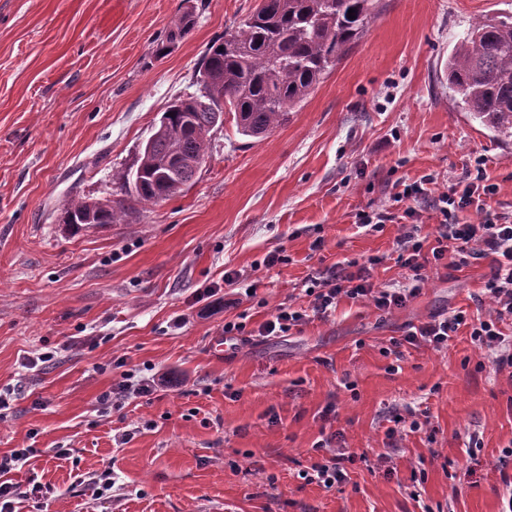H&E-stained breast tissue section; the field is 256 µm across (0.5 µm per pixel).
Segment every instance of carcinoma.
<instances>
[{
    "instance_id": "1",
    "label": "carcinoma",
    "mask_w": 512,
    "mask_h": 512,
    "mask_svg": "<svg viewBox=\"0 0 512 512\" xmlns=\"http://www.w3.org/2000/svg\"><path fill=\"white\" fill-rule=\"evenodd\" d=\"M374 11L375 0H258L235 29L209 45L199 93L168 106L126 176L125 194L151 205L179 194L204 162L209 132L226 105L240 134L266 138L361 37ZM448 82L460 93L463 111L496 137L511 139L512 21L475 22L448 59ZM131 213L124 199L96 206L74 198L62 221L85 230L122 224Z\"/></svg>"
}]
</instances>
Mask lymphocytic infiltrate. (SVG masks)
I'll list each match as a JSON object with an SVG mask.
<instances>
[{"mask_svg": "<svg viewBox=\"0 0 512 512\" xmlns=\"http://www.w3.org/2000/svg\"><path fill=\"white\" fill-rule=\"evenodd\" d=\"M433 176L405 185L398 192V199L414 201L425 199L438 218L433 237L420 235L418 225L411 224L396 240L393 253L395 262L413 273L411 284L401 288H384L373 281L371 269L359 266L350 271L348 262H338L310 277L305 295L307 308L279 307L277 312L258 326L256 336H286L293 329L306 323L310 317L327 318L335 310L340 298L370 301L376 310L391 313L404 308L421 290L422 269L434 267L470 266L478 260L491 259V270L485 289L492 303L485 318L469 321L464 311H457L443 319H431L420 325L410 326L403 337L412 346H425L434 350L447 347L461 326H469L470 338L479 348L487 350L495 369L512 368V336H505L500 325L512 320V220L502 223L485 221L479 224L460 223L458 212L484 210L486 197L496 192L495 185L486 181L484 173L464 175L451 191L434 192ZM164 376L158 374L135 375L126 370L112 389L103 393L99 401L121 409L130 398H146L161 389ZM30 449L15 448L0 456V512H8L11 500L44 496L41 484H20L10 478L12 470L28 460Z\"/></svg>", "mask_w": 512, "mask_h": 512, "instance_id": "1", "label": "lymphocytic infiltrate"}]
</instances>
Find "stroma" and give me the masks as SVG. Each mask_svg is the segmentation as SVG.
<instances>
[{
    "label": "stroma",
    "mask_w": 512,
    "mask_h": 512,
    "mask_svg": "<svg viewBox=\"0 0 512 512\" xmlns=\"http://www.w3.org/2000/svg\"><path fill=\"white\" fill-rule=\"evenodd\" d=\"M255 4L0 0V390L18 392L0 454L33 449L12 479L54 489L14 512H500L512 371L479 368L465 327L441 350L387 353L410 326L484 316L489 260L426 268L420 294L389 314L344 298L286 337L228 342L223 326L307 306L308 275L343 260L380 258L374 282L411 283L390 257L399 224L369 232L358 215H402L394 194L424 175L446 191L484 162L497 192L460 222L512 217V141L462 112L448 84L456 42L478 19L512 17V0H376L363 35L266 138L225 114L180 194L125 224L60 221L71 199L119 198L163 112L197 93L209 44ZM188 7L189 34L167 41ZM276 250L287 262L265 266ZM228 270L239 283L225 285ZM251 282L256 296L240 297ZM209 284L222 298L206 307L196 291ZM118 360L165 372L164 389L103 410ZM397 413L418 429L388 435ZM337 432L357 459L328 490L301 474ZM108 468L110 498L73 493Z\"/></svg>",
    "instance_id": "35a3bbf8"
}]
</instances>
